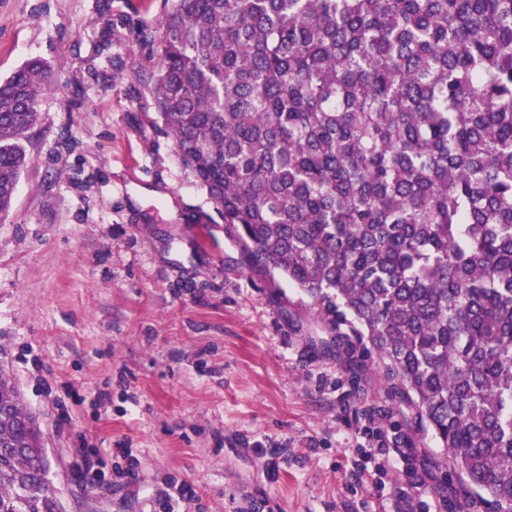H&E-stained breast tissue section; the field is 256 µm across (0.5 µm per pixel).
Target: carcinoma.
<instances>
[{
	"label": "carcinoma",
	"mask_w": 512,
	"mask_h": 512,
	"mask_svg": "<svg viewBox=\"0 0 512 512\" xmlns=\"http://www.w3.org/2000/svg\"><path fill=\"white\" fill-rule=\"evenodd\" d=\"M156 129L254 266L375 352L482 512H512V0H164ZM50 66L0 79V220ZM0 371V512H63Z\"/></svg>",
	"instance_id": "1"
}]
</instances>
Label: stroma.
Masks as SVG:
<instances>
[{
  "label": "stroma",
  "instance_id": "stroma-1",
  "mask_svg": "<svg viewBox=\"0 0 512 512\" xmlns=\"http://www.w3.org/2000/svg\"><path fill=\"white\" fill-rule=\"evenodd\" d=\"M161 15L0 0V78L52 68L0 223V370L64 512H167L176 484L193 491L177 512H472L377 356H347L310 298L252 267L182 173L146 89ZM376 434L403 463H368Z\"/></svg>",
  "mask_w": 512,
  "mask_h": 512
}]
</instances>
